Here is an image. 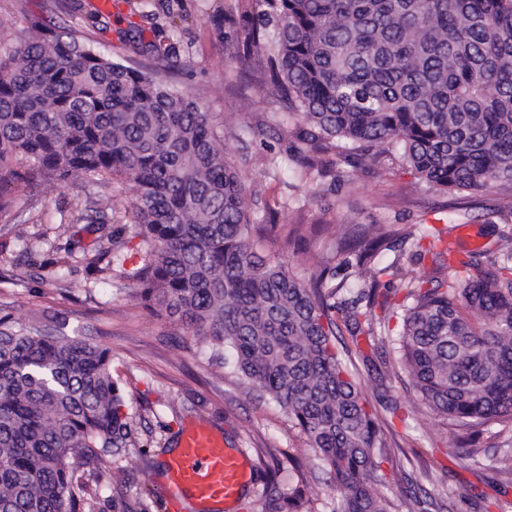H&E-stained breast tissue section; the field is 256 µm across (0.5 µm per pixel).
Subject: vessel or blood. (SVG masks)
Wrapping results in <instances>:
<instances>
[{
	"mask_svg": "<svg viewBox=\"0 0 512 512\" xmlns=\"http://www.w3.org/2000/svg\"><path fill=\"white\" fill-rule=\"evenodd\" d=\"M165 469L162 496L169 512H178L186 500L196 512L232 506L254 480L246 453L225 447L223 436L203 424L185 427Z\"/></svg>",
	"mask_w": 512,
	"mask_h": 512,
	"instance_id": "1",
	"label": "vessel or blood"
}]
</instances>
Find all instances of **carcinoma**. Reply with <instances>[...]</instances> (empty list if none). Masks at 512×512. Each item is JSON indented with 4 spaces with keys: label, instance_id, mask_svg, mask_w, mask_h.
Instances as JSON below:
<instances>
[{
    "label": "carcinoma",
    "instance_id": "1",
    "mask_svg": "<svg viewBox=\"0 0 512 512\" xmlns=\"http://www.w3.org/2000/svg\"><path fill=\"white\" fill-rule=\"evenodd\" d=\"M123 35L151 63L102 52L82 29L41 14L0 48V218L50 190L131 185V225L144 244L127 273L132 297L207 340L250 390L276 402L305 436L336 492L331 512H396L375 487L391 458L379 410L365 396L343 332L379 337L401 317L399 363L422 405L467 441L512 422V228L471 256L454 280L401 264L410 238L439 267L448 234L385 224L333 244L329 263L301 277L259 251L248 188L224 134L169 81L167 29ZM229 60L255 62L295 126L271 163L300 182L355 172L391 149L425 185L444 191L512 189V0H225ZM112 223L88 207L58 229L72 240ZM394 259L385 262L388 253ZM68 251L50 262L61 280ZM126 257L98 251L102 273ZM132 417L112 377V351L55 327L0 317V512H91L75 453L100 467L123 455ZM286 512H315L303 486Z\"/></svg>",
    "mask_w": 512,
    "mask_h": 512
}]
</instances>
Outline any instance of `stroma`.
Here are the masks:
<instances>
[{"label": "stroma", "mask_w": 512, "mask_h": 512, "mask_svg": "<svg viewBox=\"0 0 512 512\" xmlns=\"http://www.w3.org/2000/svg\"><path fill=\"white\" fill-rule=\"evenodd\" d=\"M162 7V0H124L117 6L112 0H0V40H11L32 12L77 26L96 11L100 24L92 36L97 46L124 56L128 50L118 40V13L158 14ZM181 9L184 18L172 31V43L182 68L172 78L223 128L228 156L244 172L256 201L250 219L255 224L276 222L266 250L280 255L291 270L313 271L330 260L331 236L319 229L326 222L340 230L356 224H394L413 231L418 224L441 218L450 227L451 263L438 272L446 279L455 275L456 261L493 248L498 231L512 226L506 208L512 191L473 193L462 222L456 196L429 188L396 160L367 163L351 179L308 181L304 204L294 203L287 188L294 173L268 165L269 157L283 153L293 140L291 130L278 122L281 104L260 85L257 72L231 87L224 81L226 41L219 28L224 0H181ZM85 206L83 193L70 185L45 194L8 224V248L0 253V316L27 326L55 315L67 321L71 337L95 338L112 351V374L135 424L133 444L101 476L102 493L93 512H119L126 501L139 502L142 512H166L159 492L164 463L191 422L212 427L231 448L248 453L259 446L271 448V456L254 463V482L230 512H278L297 483L292 461L314 460L305 437L278 404L245 395L237 374L210 359L206 343L128 297L130 283L123 271L139 262L137 238L127 242L124 267L103 274L90 271L83 253L93 250L106 230L84 234L81 249L70 250L68 237L56 226L76 220ZM297 224L302 227L298 233L293 230ZM68 250L74 253L70 290H62L49 272L40 279L15 282L24 262L44 264ZM346 344L374 363L372 369L360 371L365 395L374 396L375 378L384 375L389 397L403 408L399 417L380 414L384 439L406 463L401 472L385 469L378 483L385 496L401 504L414 482L436 499L447 492L461 495L458 512H497L495 501H512V476L502 473L494 459L506 438L499 425L479 433L476 446L485 450L487 460L484 467L472 466L448 427L421 405L398 366L393 345L377 351L371 337L363 334Z\"/></svg>", "instance_id": "obj_1"}]
</instances>
